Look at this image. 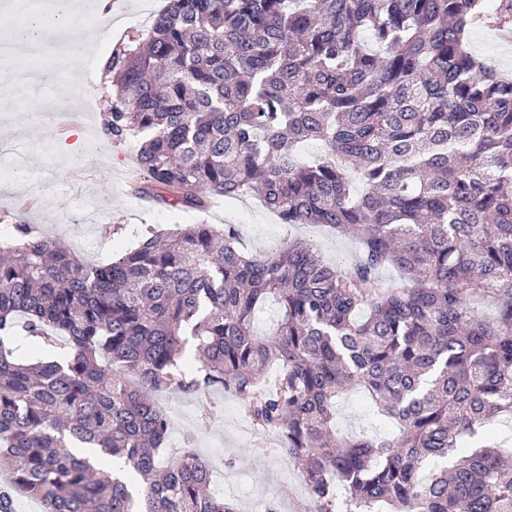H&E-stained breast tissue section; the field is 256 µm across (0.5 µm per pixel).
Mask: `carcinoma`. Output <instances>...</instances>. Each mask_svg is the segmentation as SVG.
Returning a JSON list of instances; mask_svg holds the SVG:
<instances>
[{
  "instance_id": "carcinoma-1",
  "label": "carcinoma",
  "mask_w": 512,
  "mask_h": 512,
  "mask_svg": "<svg viewBox=\"0 0 512 512\" xmlns=\"http://www.w3.org/2000/svg\"><path fill=\"white\" fill-rule=\"evenodd\" d=\"M477 15L512 27V0H168L112 48L101 131L139 140L149 200L254 195L360 256L259 254L232 224H188L94 266L15 221L0 243L11 491L45 512H237L205 458L167 447L153 398L218 389L281 432L308 512H512L491 431L512 415V76L471 51ZM385 268L399 280L380 289ZM475 297L495 316H473ZM270 298L279 321L259 336ZM59 338L67 359L42 358ZM353 386L395 436L336 431Z\"/></svg>"
}]
</instances>
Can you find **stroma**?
<instances>
[{
    "label": "stroma",
    "instance_id": "stroma-1",
    "mask_svg": "<svg viewBox=\"0 0 512 512\" xmlns=\"http://www.w3.org/2000/svg\"><path fill=\"white\" fill-rule=\"evenodd\" d=\"M166 3L119 0L108 24L92 15L90 26L97 37L89 51L98 57V64L88 67L83 60L47 49L40 84L25 92L14 90L6 79L29 68L30 58L22 52L0 54V147L19 168L16 175L0 179V226L22 217L93 265L111 262L121 247L137 241L146 229L165 234L185 224L235 225L257 252L279 249L298 238L313 244L327 262L350 264L357 254L352 237L321 225L280 223L251 196L202 213L161 205L148 208L127 198L125 158L135 153V141L111 144L102 134H88L85 124H101L105 112L101 60L128 31L150 25ZM470 47L498 69L512 73V44L501 42L496 31L474 26ZM53 102L61 104L73 139L48 147L47 130L32 114ZM157 400L170 420L171 446L209 458L215 488L237 503L240 512H258L272 501L279 512H300L305 506L302 478L277 450L279 434L256 429L242 402L220 390L201 399L167 393ZM202 400L211 406L205 420L198 409ZM336 427L349 433L367 427L382 435L392 431L387 421L369 412L363 393L355 387L336 401Z\"/></svg>",
    "mask_w": 512,
    "mask_h": 512
}]
</instances>
